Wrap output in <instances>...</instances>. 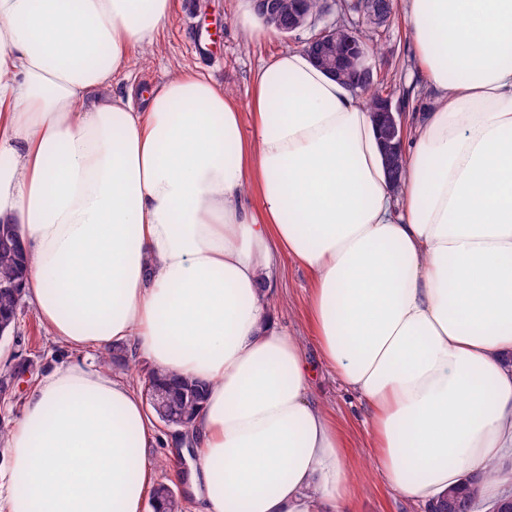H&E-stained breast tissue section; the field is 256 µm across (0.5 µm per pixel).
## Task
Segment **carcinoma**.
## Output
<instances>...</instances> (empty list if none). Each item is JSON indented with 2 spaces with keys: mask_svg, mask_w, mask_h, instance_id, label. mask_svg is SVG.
Returning <instances> with one entry per match:
<instances>
[{
  "mask_svg": "<svg viewBox=\"0 0 512 512\" xmlns=\"http://www.w3.org/2000/svg\"><path fill=\"white\" fill-rule=\"evenodd\" d=\"M307 9L311 15L318 18L333 17L330 22L321 24L327 31V37L336 40V51H345V45L357 28V37L362 46L371 53L381 52V46L370 42L372 27L366 23L356 25L364 14L365 4L362 0H307ZM384 81L375 84H365L357 88L371 112L378 108L379 96ZM31 259L23 251L18 237V225H11L8 237L0 233V333L7 334L14 326L17 318L22 291L14 285L23 281L28 273ZM158 380H168V376L159 369L146 367L141 369L139 383L141 392L152 387ZM172 392L162 401L150 407L154 416L161 422L168 420L176 424V430L188 431L193 424L196 414L200 411L208 393L209 385L201 380L185 377L171 381ZM158 499L167 506V512H185L183 500L173 487L165 482L158 483L155 491ZM477 489L468 482L453 491L448 492L434 512H470L472 505L477 502Z\"/></svg>",
  "mask_w": 512,
  "mask_h": 512,
  "instance_id": "carcinoma-1",
  "label": "carcinoma"
}]
</instances>
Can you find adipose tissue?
I'll return each instance as SVG.
<instances>
[{"instance_id":"obj_1","label":"adipose tissue","mask_w":512,"mask_h":512,"mask_svg":"<svg viewBox=\"0 0 512 512\" xmlns=\"http://www.w3.org/2000/svg\"><path fill=\"white\" fill-rule=\"evenodd\" d=\"M400 6L432 105L395 184L362 97L303 51L247 106L179 68L139 107L112 85L171 0H0V222L75 354L0 443V512H152L161 440L98 362L115 345L210 384L166 442L194 455V512H351L345 436L270 303L285 259L387 486L424 512L471 477L512 494V0Z\"/></svg>"}]
</instances>
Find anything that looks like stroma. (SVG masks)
<instances>
[{"label": "stroma", "instance_id": "35a3bbf8", "mask_svg": "<svg viewBox=\"0 0 512 512\" xmlns=\"http://www.w3.org/2000/svg\"><path fill=\"white\" fill-rule=\"evenodd\" d=\"M243 4L244 0H172V11L157 46L138 54L130 80L113 84V92H122L131 84L148 88L174 67L183 66L223 84L225 91L239 101H247L252 75L261 62L278 52L298 48L299 42L276 33L249 40L239 23ZM374 38L384 47L382 55L375 59L376 66L391 81L395 97H408L409 111H426L430 95L401 12H393L387 26L376 30ZM312 284L310 272L288 260L271 286V295L285 324L300 336L309 363L315 366L317 398L346 436L348 461L358 486L353 512H420L390 490L373 467L368 407L319 364L320 355L307 317ZM0 354L14 363L24 359L34 363L33 373L16 386L14 398L0 402V415L12 421L20 415L37 380L72 358L68 349L51 340L26 302L20 305L14 329L0 340Z\"/></svg>", "mask_w": 512, "mask_h": 512}]
</instances>
